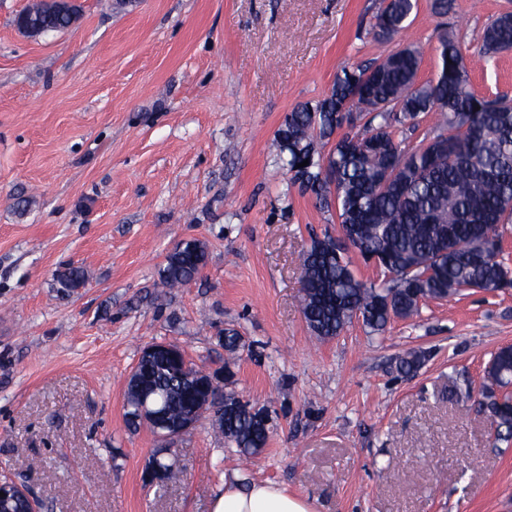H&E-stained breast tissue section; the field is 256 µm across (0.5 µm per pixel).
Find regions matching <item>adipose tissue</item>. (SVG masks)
Wrapping results in <instances>:
<instances>
[{"instance_id":"1","label":"adipose tissue","mask_w":512,"mask_h":512,"mask_svg":"<svg viewBox=\"0 0 512 512\" xmlns=\"http://www.w3.org/2000/svg\"><path fill=\"white\" fill-rule=\"evenodd\" d=\"M211 512H313L307 499L271 482L243 483L239 476L224 482L212 500Z\"/></svg>"}]
</instances>
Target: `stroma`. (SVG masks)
I'll list each match as a JSON object with an SVG mask.
<instances>
[{
    "label": "stroma",
    "mask_w": 512,
    "mask_h": 512,
    "mask_svg": "<svg viewBox=\"0 0 512 512\" xmlns=\"http://www.w3.org/2000/svg\"><path fill=\"white\" fill-rule=\"evenodd\" d=\"M29 2L0 0V475L42 512H211L234 472L314 512H512V444L459 400L512 345V288L317 339L300 263L341 229L291 184L277 138L343 68L409 42L419 82L433 79L441 30L473 51L512 0H453L443 17L417 0L386 43L383 0H74L71 28L33 37L16 24ZM469 77L512 99V50ZM193 238L208 251L200 278L157 287ZM70 263L89 282L67 297L55 277ZM225 329L246 340L233 359ZM153 342L207 372L230 365L232 390L271 411L261 454L237 455L206 421L164 442L128 429L126 382ZM411 351L423 365L399 373ZM160 447L179 482L147 483Z\"/></svg>",
    "instance_id": "1"
}]
</instances>
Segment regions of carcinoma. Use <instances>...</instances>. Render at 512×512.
I'll use <instances>...</instances> for the list:
<instances>
[{"instance_id": "cac0c4a2", "label": "carcinoma", "mask_w": 512, "mask_h": 512, "mask_svg": "<svg viewBox=\"0 0 512 512\" xmlns=\"http://www.w3.org/2000/svg\"><path fill=\"white\" fill-rule=\"evenodd\" d=\"M416 0H388L376 16L385 39L404 29ZM79 7L65 0H34L20 13L19 29L29 35L59 32L78 19ZM512 48V13L496 17L481 44L466 59L454 37L440 40L437 78L416 84L422 56L418 46L387 54L368 64L343 69L330 93L314 105L295 107L278 130L291 181L327 209L336 208L341 227L356 234L353 245L366 260L377 258L384 278L359 279L345 255L321 241L302 257L301 309L316 338L340 335L359 312L373 333L384 331L392 316L419 314L430 300L462 292V287L499 289L512 285L509 252L500 227L512 224V103L488 101L469 81L468 61ZM370 73L363 84L358 79ZM382 103L384 108L377 109ZM365 120L345 134L330 152L321 147L342 126L341 108ZM436 115L431 137L411 144L392 124L415 129L420 117ZM309 161L301 167L299 163ZM390 171L387 181L382 174ZM204 242L176 244L158 270L157 287L180 288L195 281L207 264ZM89 274L69 265L56 276L57 292L69 296L85 287ZM423 355L410 352L397 370L419 369ZM137 378L164 401L168 424H176L197 399L217 397L216 430L240 456L260 454L268 442L270 414L232 393L185 361L176 345L157 349L138 363ZM512 346L491 354L481 385L480 405L495 419L497 440H512Z\"/></svg>"}]
</instances>
